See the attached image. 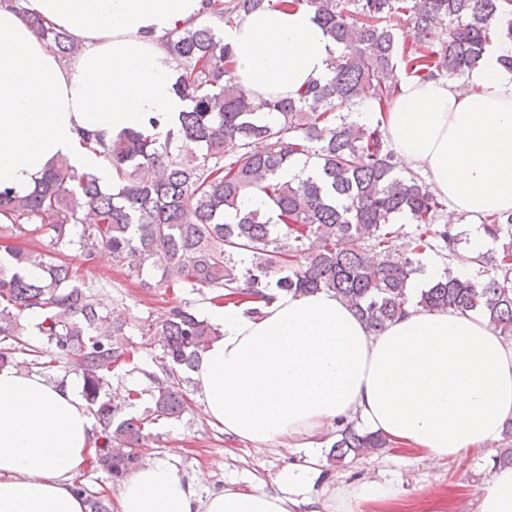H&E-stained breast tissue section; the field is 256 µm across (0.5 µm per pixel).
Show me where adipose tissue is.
Instances as JSON below:
<instances>
[{
  "label": "adipose tissue",
  "instance_id": "1",
  "mask_svg": "<svg viewBox=\"0 0 512 512\" xmlns=\"http://www.w3.org/2000/svg\"><path fill=\"white\" fill-rule=\"evenodd\" d=\"M30 13L78 38L70 63L33 31ZM205 19L202 0H0V187L30 190L61 156L110 183L111 167L81 144L80 131L113 138L144 129L155 114L176 123L187 103L160 39ZM221 37L254 100L289 97L330 76L336 46L307 5L257 9ZM507 55L512 43L492 40L468 93L403 77L388 111L361 108L362 122L385 127L403 166L422 170L445 198L449 219L512 212ZM205 314L222 331L193 371L205 418L242 440L306 449L305 464L280 472L273 492L204 493L151 459L122 481L120 512H298L312 503L306 475L320 466L328 429L361 419L435 465L490 446L512 421V346L484 315L412 304L374 333L333 293L279 290L256 309L228 304ZM99 435L74 385L0 368V512H85L72 478ZM398 495L392 484L362 483L329 507L357 512ZM476 512H512V468L494 472Z\"/></svg>",
  "mask_w": 512,
  "mask_h": 512
}]
</instances>
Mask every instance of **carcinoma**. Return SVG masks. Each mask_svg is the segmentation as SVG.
<instances>
[{"label": "carcinoma", "instance_id": "carcinoma-1", "mask_svg": "<svg viewBox=\"0 0 512 512\" xmlns=\"http://www.w3.org/2000/svg\"><path fill=\"white\" fill-rule=\"evenodd\" d=\"M342 47L331 57L332 76L294 97L254 103L236 82L232 52L212 23L177 30L163 46L180 71L176 92L190 102L178 123L148 118L154 133L127 130L116 139L83 131L82 144L117 174L105 185L62 158L25 195L0 188V231L32 238L38 247L5 246L0 254V368L48 373L67 364L82 378L81 393L103 443L90 464L115 485L142 463L151 427L179 420L189 397L182 374L220 328L187 305L158 323L138 318L142 335L158 337L160 373L149 379L152 406L137 412L141 392L112 389V371L139 370L125 340L127 322L93 301L84 265L102 251L140 279L142 287L210 292L213 304L270 299L276 288L294 294L334 292L375 332L404 315L406 288L420 271L416 256L437 251L457 257L458 237L444 198L400 167L385 130L353 118L366 101L384 107L399 93L395 70L421 80L443 79L468 90V76L496 36L512 41V0H295ZM282 0H203V11L232 25ZM30 26L67 60L80 50L64 29L28 14ZM315 173L284 181L295 160ZM261 192L266 212L242 211L245 193ZM407 213L415 225L397 244ZM493 240L509 238L496 255L472 261L486 277L458 278L450 268L422 291L430 312L479 310L500 335L512 339V213L483 219ZM83 258L75 266L70 253ZM41 270L30 278L26 269ZM35 313L31 324L27 315ZM30 356L20 362L16 354ZM389 447L380 434L345 423L328 458L336 461ZM88 512H109L105 501L75 483Z\"/></svg>", "mask_w": 512, "mask_h": 512}]
</instances>
